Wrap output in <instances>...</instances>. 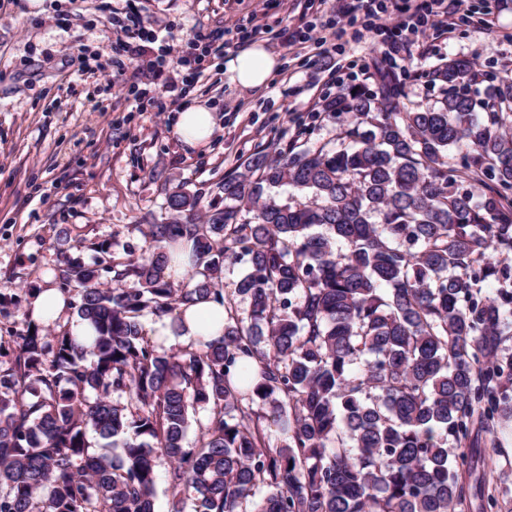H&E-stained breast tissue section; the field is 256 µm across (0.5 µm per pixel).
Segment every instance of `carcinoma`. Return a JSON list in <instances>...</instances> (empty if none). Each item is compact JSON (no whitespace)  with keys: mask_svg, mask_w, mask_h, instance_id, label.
Segmentation results:
<instances>
[{"mask_svg":"<svg viewBox=\"0 0 512 512\" xmlns=\"http://www.w3.org/2000/svg\"><path fill=\"white\" fill-rule=\"evenodd\" d=\"M433 77L445 97L415 112L387 77L380 96L342 89L325 110L350 116L345 146L254 153L218 186L230 205L169 188L168 221L105 268L110 286L64 263L93 336L30 318L0 340V512H154L163 461L171 512H455L481 496L464 480L479 433L512 421V264L495 256L512 252V133L475 111L473 63ZM285 184L313 201L270 194ZM181 240L192 269L175 282ZM226 263L247 265L231 289ZM203 302L224 308L220 338L168 352L143 333L147 317L179 331Z\"/></svg>","mask_w":512,"mask_h":512,"instance_id":"cac0c4a2","label":"carcinoma"}]
</instances>
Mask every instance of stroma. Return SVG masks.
<instances>
[{
  "label": "stroma",
  "mask_w": 512,
  "mask_h": 512,
  "mask_svg": "<svg viewBox=\"0 0 512 512\" xmlns=\"http://www.w3.org/2000/svg\"><path fill=\"white\" fill-rule=\"evenodd\" d=\"M254 0H0V292L58 286L66 258L91 261L92 244L107 243L114 259L140 254L148 225L165 221V186L218 197L224 176L245 171L257 150L339 148L347 117L324 110L336 90L330 73L377 88L382 75L398 85L406 107L438 104L446 87L431 77L443 59L476 64L469 91L485 105L512 71V0H462L448 33L425 31L424 53L393 62L381 36H345L327 52L325 0H270L257 42L281 65L265 87L231 86L224 58L203 54L204 35L234 31ZM137 10L157 41L128 59L117 29ZM317 37L291 42L301 22ZM195 60L198 82L184 85L173 65L152 69L159 47ZM102 72L90 76L85 59ZM168 110L157 113V103ZM202 102L219 117L211 140L186 148L175 135L177 112ZM478 471L489 505L465 512H512V425L497 428L479 448Z\"/></svg>",
  "instance_id": "1"
}]
</instances>
